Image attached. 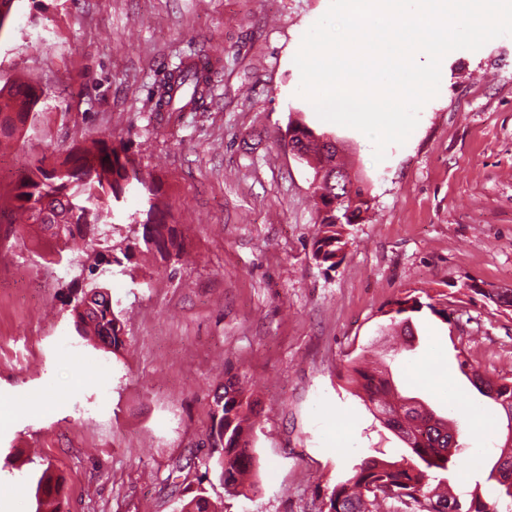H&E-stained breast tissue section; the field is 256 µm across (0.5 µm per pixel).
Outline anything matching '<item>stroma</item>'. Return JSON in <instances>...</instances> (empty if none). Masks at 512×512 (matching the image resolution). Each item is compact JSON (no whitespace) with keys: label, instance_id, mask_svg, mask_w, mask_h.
<instances>
[{"label":"stroma","instance_id":"obj_1","mask_svg":"<svg viewBox=\"0 0 512 512\" xmlns=\"http://www.w3.org/2000/svg\"><path fill=\"white\" fill-rule=\"evenodd\" d=\"M330 0H15L0 85L44 91L41 118L0 146V192L42 155L104 140L157 181L180 251L138 252L103 281L119 350L83 340L77 266L47 265L36 224H0V512H35L30 474L53 465L66 512H180L204 493L226 512H316L361 457L402 441L348 382L383 360L404 396L505 432L500 406L461 373L512 374V36L451 55L446 84L404 145L375 161L361 132L321 120L295 92L303 33ZM193 54L215 59L203 108L159 112L153 91ZM302 120L341 143L371 199L335 268L317 263L313 171L288 149ZM446 295L454 325L413 315L414 350L379 329L406 295ZM256 401L255 488L232 496L206 472L212 409L228 374ZM33 401L37 410L21 412ZM493 440H468L453 492L481 484ZM21 485L18 494L9 493Z\"/></svg>","mask_w":512,"mask_h":512}]
</instances>
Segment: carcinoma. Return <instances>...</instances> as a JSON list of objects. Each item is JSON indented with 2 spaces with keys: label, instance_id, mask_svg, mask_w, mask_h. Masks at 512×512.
<instances>
[{
  "label": "carcinoma",
  "instance_id": "1",
  "mask_svg": "<svg viewBox=\"0 0 512 512\" xmlns=\"http://www.w3.org/2000/svg\"><path fill=\"white\" fill-rule=\"evenodd\" d=\"M209 60L207 55L197 61L179 63L166 81L155 90L157 111L181 112L201 108L207 96L209 76L203 74L199 63ZM39 89L22 81L5 84L0 88V140H11L25 129L29 120L40 116ZM289 128L301 130L307 142L303 144V160L314 162L315 174L321 175L317 186L323 207L331 206L330 213L319 214V227L312 240L313 258L331 267L336 266L339 252L347 244L344 226L351 218L368 212L370 205L364 189L355 186L351 199L357 203L353 217L347 216L348 202H336V182L330 180L329 168L337 167L336 152L318 157L312 149H324L316 133L301 122ZM47 156H42L12 182L6 208L0 206V223H14V214L24 216L26 224H47L53 229L50 239L37 243L43 259L49 264L63 260L73 264L78 258H67L71 243L81 239L86 248L96 252L90 272L106 263L112 264V237L117 221L139 226L141 234L134 237L133 245L126 246L124 257H129L132 246L166 257L173 249H180L170 214L156 202L157 188L147 179L136 160L123 150H117L103 141L70 150L45 168ZM138 190L147 197L144 212H118L116 208L126 192ZM391 320L401 326L407 336L408 348H413L414 332L411 315L428 310L447 324H452L448 305L428 297L407 295L395 301ZM75 325L82 336H93L104 345L118 350L124 345L121 320L104 296L93 301L90 309L82 302L73 307ZM463 374L484 397L498 404L504 411L506 429L512 430V377L490 378L460 362ZM351 381L356 383L369 402L380 413L384 427L397 435L406 445V453L398 460L367 456L352 467L345 480L337 483L320 502L318 512H381L397 509L407 512H490L480 494V483L459 494L448 490V471L455 465L454 453L464 447L461 431L448 432V419L423 404L407 399L393 402L388 399L390 379L385 371L359 360L352 367ZM254 405L239 379L232 376L224 383V403L216 404L213 417L215 426L209 434L210 447L217 458L205 462L224 482L228 492L235 493L244 485L255 468V456L249 438L250 419ZM487 480L495 481L501 495L512 506V437L499 446V456ZM36 512H64L60 499L62 478L51 467L35 477ZM181 512H218L209 499L197 494L182 504Z\"/></svg>",
  "mask_w": 512,
  "mask_h": 512
}]
</instances>
